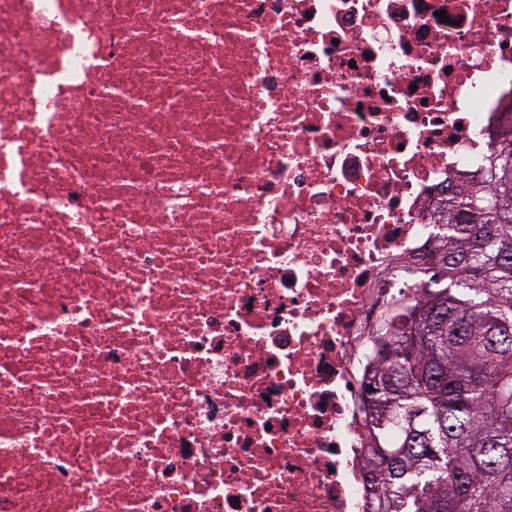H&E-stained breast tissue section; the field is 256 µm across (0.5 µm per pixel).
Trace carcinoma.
I'll use <instances>...</instances> for the list:
<instances>
[{
  "label": "carcinoma",
  "instance_id": "cac0c4a2",
  "mask_svg": "<svg viewBox=\"0 0 512 512\" xmlns=\"http://www.w3.org/2000/svg\"><path fill=\"white\" fill-rule=\"evenodd\" d=\"M427 212L419 294L379 325L364 379L370 512H512V125Z\"/></svg>",
  "mask_w": 512,
  "mask_h": 512
}]
</instances>
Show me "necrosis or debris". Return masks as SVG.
Listing matches in <instances>:
<instances>
[{
    "instance_id": "4bbe7bcc",
    "label": "necrosis or debris",
    "mask_w": 512,
    "mask_h": 512,
    "mask_svg": "<svg viewBox=\"0 0 512 512\" xmlns=\"http://www.w3.org/2000/svg\"><path fill=\"white\" fill-rule=\"evenodd\" d=\"M512 111V0H0V512H368L369 317Z\"/></svg>"
}]
</instances>
